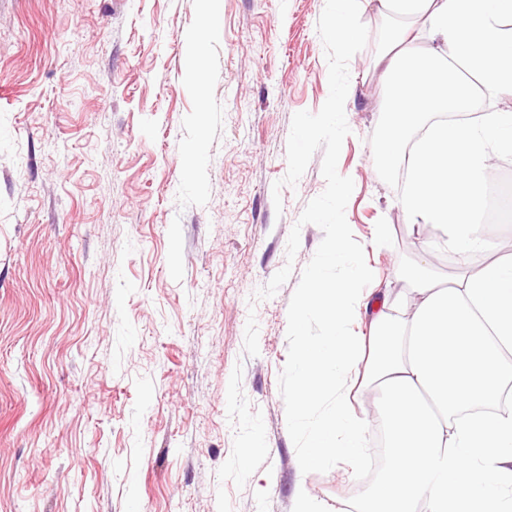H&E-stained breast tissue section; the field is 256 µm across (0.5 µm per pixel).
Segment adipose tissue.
Segmentation results:
<instances>
[{
	"label": "adipose tissue",
	"mask_w": 512,
	"mask_h": 512,
	"mask_svg": "<svg viewBox=\"0 0 512 512\" xmlns=\"http://www.w3.org/2000/svg\"><path fill=\"white\" fill-rule=\"evenodd\" d=\"M411 17L385 51L387 111L398 122L376 154L380 169L408 166L403 205L409 222L449 246L464 268L450 283L423 266L405 273L403 304L374 314L369 333L353 334L355 280L332 282L328 266L350 261L334 231L326 264L311 274L292 313L300 331L290 418L301 420L328 390L329 417L311 431L305 467L330 456L356 466L366 422L347 393L354 361L366 359L363 386L388 440V460L357 512H512V414L497 412L512 383V255L480 263L495 242L479 217L486 206L492 155L512 156V112H486L472 123L434 122L467 109L474 95L512 98V0H376ZM326 333L303 336L309 316Z\"/></svg>",
	"instance_id": "1"
}]
</instances>
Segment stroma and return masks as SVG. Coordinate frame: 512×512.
<instances>
[{
	"label": "stroma",
	"instance_id": "1",
	"mask_svg": "<svg viewBox=\"0 0 512 512\" xmlns=\"http://www.w3.org/2000/svg\"><path fill=\"white\" fill-rule=\"evenodd\" d=\"M324 5L223 0L209 30L199 0H0V512H295L300 487L318 512H355L373 488L378 423L364 464L302 473L278 384L289 302L323 239L298 223L326 186L323 151L296 186L273 184L293 115L329 95ZM360 15L338 171L378 299L422 258L439 279L463 266L423 255L405 180L375 163L376 59L401 21ZM200 33L201 88L186 76Z\"/></svg>",
	"mask_w": 512,
	"mask_h": 512
}]
</instances>
